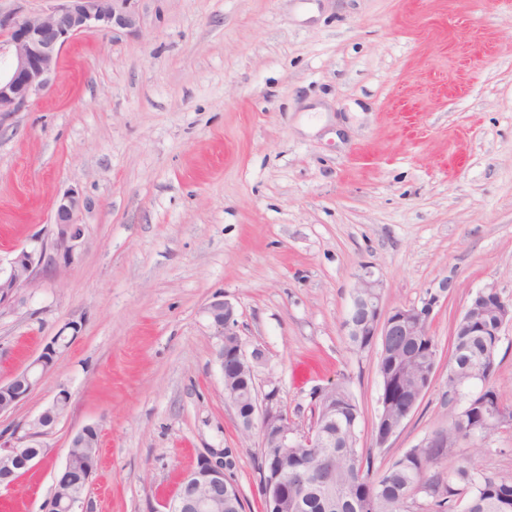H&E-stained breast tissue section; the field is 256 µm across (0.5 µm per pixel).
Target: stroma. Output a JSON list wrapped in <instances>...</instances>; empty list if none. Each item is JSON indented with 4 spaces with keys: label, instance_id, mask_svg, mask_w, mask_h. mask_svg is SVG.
<instances>
[{
    "label": "stroma",
    "instance_id": "35a3bbf8",
    "mask_svg": "<svg viewBox=\"0 0 512 512\" xmlns=\"http://www.w3.org/2000/svg\"><path fill=\"white\" fill-rule=\"evenodd\" d=\"M71 187L84 244L0 312V381L79 331L0 434L59 388L70 406L0 512H49L87 425L96 512H156L206 448L236 454L245 512H263L259 439L224 398L203 313L217 293L263 352L260 391L306 426L314 392L345 383L383 470L447 424L470 298L512 299V0H142L136 34L78 38L31 110L0 119V257L49 236ZM366 265L386 310L453 283L430 327L436 379L382 446L377 352L343 328ZM456 460L512 473V429Z\"/></svg>",
    "mask_w": 512,
    "mask_h": 512
}]
</instances>
